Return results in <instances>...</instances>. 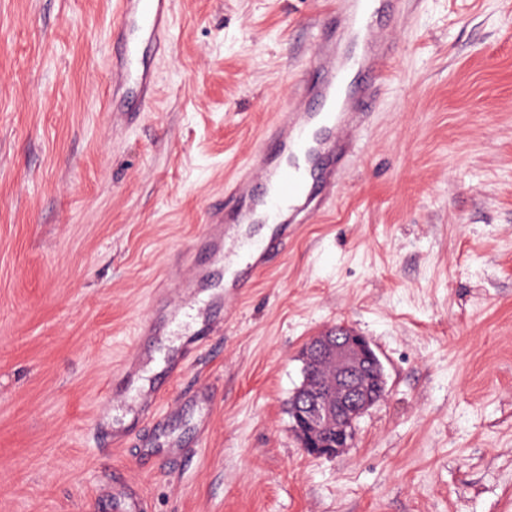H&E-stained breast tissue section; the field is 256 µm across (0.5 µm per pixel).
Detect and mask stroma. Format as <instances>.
I'll list each match as a JSON object with an SVG mask.
<instances>
[{
    "label": "stroma",
    "mask_w": 512,
    "mask_h": 512,
    "mask_svg": "<svg viewBox=\"0 0 512 512\" xmlns=\"http://www.w3.org/2000/svg\"><path fill=\"white\" fill-rule=\"evenodd\" d=\"M319 10L175 0L156 99L125 113L112 0H0V512H112L116 478L149 512H512V0H413L336 202L170 383L152 446L93 435L168 254L294 94ZM337 324L387 394L313 458L288 400ZM202 385L200 438L181 403Z\"/></svg>",
    "instance_id": "obj_1"
}]
</instances>
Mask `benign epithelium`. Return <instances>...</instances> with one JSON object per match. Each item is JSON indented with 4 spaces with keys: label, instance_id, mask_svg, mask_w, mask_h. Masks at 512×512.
I'll return each instance as SVG.
<instances>
[{
    "label": "benign epithelium",
    "instance_id": "7a95c632",
    "mask_svg": "<svg viewBox=\"0 0 512 512\" xmlns=\"http://www.w3.org/2000/svg\"><path fill=\"white\" fill-rule=\"evenodd\" d=\"M301 359L292 431L307 455L335 457L348 447L355 421L386 395L384 365L367 337L342 325L310 337Z\"/></svg>",
    "mask_w": 512,
    "mask_h": 512
}]
</instances>
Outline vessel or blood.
I'll list each match as a JSON object with an SVG mask.
<instances>
[{
    "instance_id": "obj_1",
    "label": "vessel or blood",
    "mask_w": 512,
    "mask_h": 512,
    "mask_svg": "<svg viewBox=\"0 0 512 512\" xmlns=\"http://www.w3.org/2000/svg\"><path fill=\"white\" fill-rule=\"evenodd\" d=\"M409 0H333L337 19L317 33L310 72L298 91L275 113L244 173L209 207L200 237L206 261L176 252L168 263L174 284L154 299L140 321L133 362L113 371V382L131 391L132 424L107 425L93 418L101 446L122 447L138 427L160 428L165 386L146 379L151 363L174 378L214 338L210 311L242 298L278 258L289 233L335 201L355 141L364 133L398 48L381 17L401 20ZM173 0H113V87L148 110L156 95L155 72L146 53L170 48ZM113 512H147L137 494L118 489Z\"/></svg>"
}]
</instances>
